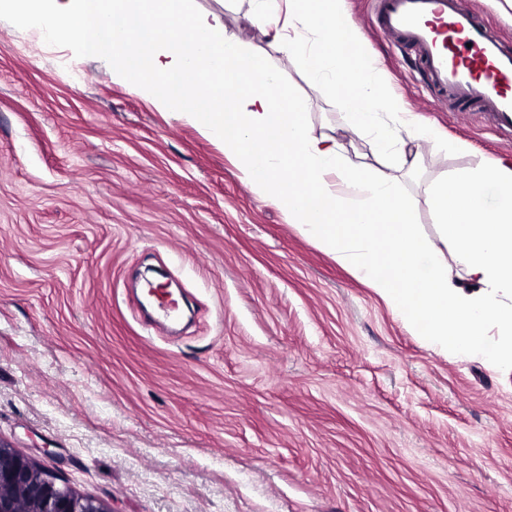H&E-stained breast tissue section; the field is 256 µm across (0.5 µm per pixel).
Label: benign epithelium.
<instances>
[{
  "label": "benign epithelium",
  "mask_w": 512,
  "mask_h": 512,
  "mask_svg": "<svg viewBox=\"0 0 512 512\" xmlns=\"http://www.w3.org/2000/svg\"><path fill=\"white\" fill-rule=\"evenodd\" d=\"M0 512H109L0 442Z\"/></svg>",
  "instance_id": "obj_1"
}]
</instances>
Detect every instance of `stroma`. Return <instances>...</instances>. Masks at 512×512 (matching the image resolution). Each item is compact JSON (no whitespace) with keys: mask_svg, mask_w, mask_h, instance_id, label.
Masks as SVG:
<instances>
[{"mask_svg":"<svg viewBox=\"0 0 512 512\" xmlns=\"http://www.w3.org/2000/svg\"><path fill=\"white\" fill-rule=\"evenodd\" d=\"M302 94L314 135L405 184L512 137L432 96L412 52L343 0L418 140L408 169L297 67L260 0H195ZM172 283L173 325L140 283ZM0 441L110 512H512V370L434 347L351 264L244 183L223 146L107 63L0 20Z\"/></svg>","mask_w":512,"mask_h":512,"instance_id":"obj_1","label":"stroma"}]
</instances>
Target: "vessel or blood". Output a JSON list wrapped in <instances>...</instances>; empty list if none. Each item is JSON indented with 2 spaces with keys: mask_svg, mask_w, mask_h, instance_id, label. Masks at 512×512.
I'll return each instance as SVG.
<instances>
[{
  "mask_svg": "<svg viewBox=\"0 0 512 512\" xmlns=\"http://www.w3.org/2000/svg\"><path fill=\"white\" fill-rule=\"evenodd\" d=\"M377 19L381 33L414 50L449 109L492 115L512 135V52L463 0H377Z\"/></svg>",
  "mask_w": 512,
  "mask_h": 512,
  "instance_id": "vessel-or-blood-1",
  "label": "vessel or blood"
}]
</instances>
